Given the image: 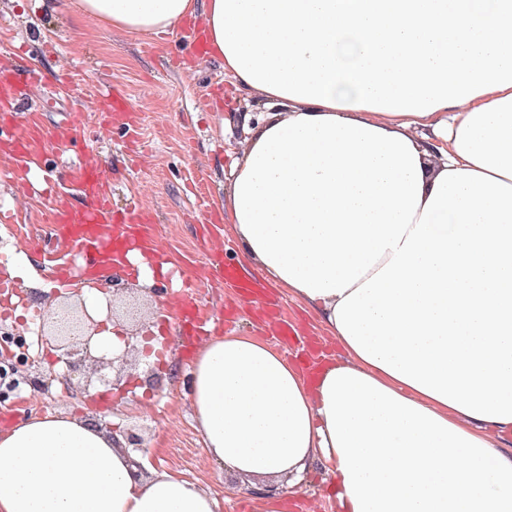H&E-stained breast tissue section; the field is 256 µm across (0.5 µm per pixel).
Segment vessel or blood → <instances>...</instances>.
Wrapping results in <instances>:
<instances>
[{"instance_id": "1", "label": "vessel or blood", "mask_w": 512, "mask_h": 512, "mask_svg": "<svg viewBox=\"0 0 512 512\" xmlns=\"http://www.w3.org/2000/svg\"><path fill=\"white\" fill-rule=\"evenodd\" d=\"M43 80V74L34 65L23 70L0 69V154L8 156L16 168H27L36 156L37 147L48 138L61 145L89 144L105 138L112 128L120 127L125 131L127 144H135L137 130L127 96L109 85L90 104L91 110L101 115L97 128H88L74 118L52 130L33 125L23 134H15L13 118L19 102ZM69 179L75 186V196H51L47 210V220L56 238L70 254L69 260L58 269L59 278L68 279L91 270L109 272L129 267L128 254L136 249L164 256L165 249L155 236L153 217L143 200H136L129 211H113L112 187L105 162L89 158L70 173ZM215 249V255L196 266V279L219 285L234 280L236 269L225 265L223 243H216Z\"/></svg>"}]
</instances>
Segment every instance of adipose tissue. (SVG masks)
Masks as SVG:
<instances>
[{
    "label": "adipose tissue",
    "instance_id": "1",
    "mask_svg": "<svg viewBox=\"0 0 512 512\" xmlns=\"http://www.w3.org/2000/svg\"><path fill=\"white\" fill-rule=\"evenodd\" d=\"M162 34L202 17L267 108L224 222L341 356L315 377L250 334L196 351L211 457L265 488L332 477L340 512H512V0H75ZM95 421L0 435V512H216Z\"/></svg>",
    "mask_w": 512,
    "mask_h": 512
}]
</instances>
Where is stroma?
<instances>
[{"mask_svg":"<svg viewBox=\"0 0 512 512\" xmlns=\"http://www.w3.org/2000/svg\"><path fill=\"white\" fill-rule=\"evenodd\" d=\"M47 41L55 46L49 55L42 52ZM178 43L173 32L135 35L80 24L72 12L46 11L42 0H0L1 49L9 53L24 49L28 61L52 78L73 64L82 66L76 90L64 93L48 87L31 92L27 106L17 112L18 129L33 122L50 128L72 116L95 125L96 116L82 100L108 83L126 91L141 128L140 145L130 157L116 128L90 148L44 143L38 168L15 177L8 174L10 160L0 158V210L12 211L16 217L12 224L0 222V250L10 255L5 271L20 285L23 298L14 311L0 308V332L25 331L33 314L48 316L55 306L80 307L79 302L60 297L52 278L51 267L64 259L65 249L51 225L42 221L47 204L42 166H74L86 154L106 161L112 204L117 208L138 194L141 182H148L153 188L148 205L156 219L155 234L169 262L189 270L202 262L205 250L198 227L206 209L223 210L230 166L246 136L236 120L243 112L260 115L264 106L244 93L232 98L223 62L210 56L182 59ZM32 235L41 238L42 249L21 251V239ZM117 284L113 311L103 325L120 331L133 344L127 369L138 379H151V386L127 385L122 395L101 405L79 390L66 388L65 365L50 364L45 352L34 347L30 353L36 361L22 377L43 376L46 386L36 396L23 389L0 398V434L46 408L90 417L109 432L136 435L138 453L147 464L209 487L218 500L217 512H303L308 502L315 504L316 512H332L330 490L320 472L311 473L300 489L262 496L215 464L181 398L183 374L196 347L179 334V310L166 305L168 283L156 279L148 296L133 280L121 277ZM256 288L266 305L243 301L242 289L217 290L204 282L198 283L193 302L200 317L225 315L234 320L240 334L266 339L276 323L293 324L299 334L288 343V358L309 361L322 353L337 358L339 347L325 336L315 313L264 280H257Z\"/></svg>","mask_w":512,"mask_h":512,"instance_id":"stroma-1","label":"stroma"}]
</instances>
